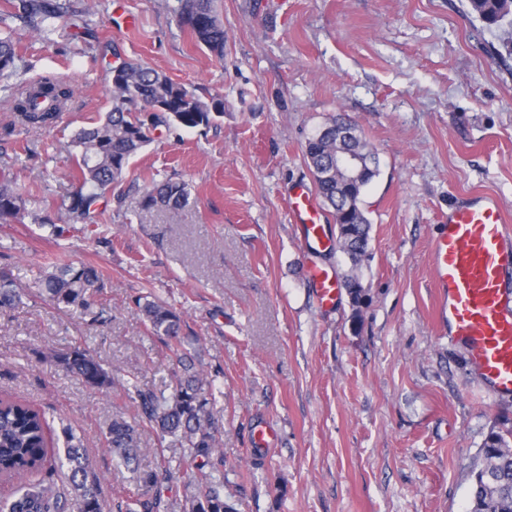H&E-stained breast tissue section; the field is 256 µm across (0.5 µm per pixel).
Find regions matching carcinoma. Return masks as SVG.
<instances>
[{
  "mask_svg": "<svg viewBox=\"0 0 512 512\" xmlns=\"http://www.w3.org/2000/svg\"><path fill=\"white\" fill-rule=\"evenodd\" d=\"M174 9L179 27L210 52L224 56V26L218 20L213 0H177ZM469 10L480 21L499 27L500 46L512 53V0H468ZM92 12L66 0H6L0 11V84L11 89L7 102L18 123L30 131L53 126L61 111L75 95V86L55 75L26 82L22 78L13 41L11 22L29 26L44 42L53 41L59 21L65 19L77 35L88 43L96 39ZM112 109L95 125L80 129L70 147L75 165V189L63 196L57 209L73 221L95 225L106 212L107 193L122 179L130 161L154 139L161 126H207L212 113L223 112V103L206 102L194 90L173 82L164 74L141 63L122 62L120 80L109 87ZM348 126L353 136L336 140V128ZM326 132L307 139L304 152L316 191L323 204L332 209L340 251L357 269L367 256L371 222L361 207L364 189L379 174V166L362 175L352 198L351 213L343 211L346 190L336 182L331 167L336 150L346 148L372 160L376 153L359 133L358 126L341 116L325 126ZM29 204L37 200L19 179L0 176V222L19 219ZM191 204L186 183L166 180L150 189L143 199L146 208L183 210ZM41 295L59 308L77 307L91 315L94 323L106 322L105 309L93 311L97 294L106 288L104 275L91 265L57 262L44 268L39 278ZM352 306L359 307L365 293L352 273L343 278ZM23 293L13 274L0 269V308L15 309ZM149 323L151 333L178 346L184 345L180 316L172 309L150 300H136ZM44 359L80 379L90 388H112L115 380L89 350L75 346L52 352ZM181 370L174 375L170 393L156 392L134 383L119 384L122 398L136 408L128 419L118 408L104 433L105 444L130 473L138 488L155 490L152 496H136L105 503L99 494L98 478L91 475L83 440L72 429L63 430V452L47 448L48 422L45 413L9 399L0 400V479H21L19 494L0 504V512H161V489L173 479L167 464H143L140 427L147 423L162 437L184 449L195 463L197 475L188 512H235L224 497V482L215 473L224 467L212 425L214 397L212 385L185 353L179 358ZM480 462L473 470L470 512H512V446L498 431H491L479 451ZM67 469L68 489L58 486L62 469Z\"/></svg>",
  "mask_w": 512,
  "mask_h": 512,
  "instance_id": "carcinoma-1",
  "label": "carcinoma"
}]
</instances>
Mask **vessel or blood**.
<instances>
[{
    "label": "vessel or blood",
    "instance_id": "vessel-or-blood-1",
    "mask_svg": "<svg viewBox=\"0 0 512 512\" xmlns=\"http://www.w3.org/2000/svg\"><path fill=\"white\" fill-rule=\"evenodd\" d=\"M290 214L309 242L327 236L314 190L297 185ZM439 314L448 334L462 344L486 391L512 396V226L491 196L468 200L449 210L432 244ZM308 277L316 303L334 307L340 284L332 270L311 265Z\"/></svg>",
    "mask_w": 512,
    "mask_h": 512
}]
</instances>
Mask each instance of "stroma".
Returning <instances> with one entry per match:
<instances>
[{
    "mask_svg": "<svg viewBox=\"0 0 512 512\" xmlns=\"http://www.w3.org/2000/svg\"><path fill=\"white\" fill-rule=\"evenodd\" d=\"M96 2L97 53L70 30L45 43L14 25L27 78L63 74L76 93L39 132L0 108V162L65 228L53 236L29 214L0 223V268L27 292L23 308L0 309V397L45 412L49 447L64 428L81 436L105 500L132 493L104 446L114 394L44 356L80 344L117 381L169 390L176 349L144 324L135 299L145 296L174 308L196 340L237 512H468L486 436L512 432V397L492 398L440 326L432 237L471 193L493 194L512 222V59L495 53L496 29L468 0H215L219 57L178 27L176 0ZM123 61L222 100L224 112L206 127L161 129L91 227L57 209L74 188L65 147L111 109L110 68ZM339 114L374 147L379 174L362 197L365 301L353 309L344 292L324 311L309 265L341 277L349 262L306 244L288 192L312 183L305 142ZM169 178L188 184L195 206L142 208ZM53 256L104 271L106 323L42 300L36 280ZM264 426L278 440L253 451ZM141 443L146 463L175 473L165 512H187L192 463L151 427Z\"/></svg>",
    "mask_w": 512,
    "mask_h": 512,
    "instance_id": "obj_1",
    "label": "stroma"
}]
</instances>
